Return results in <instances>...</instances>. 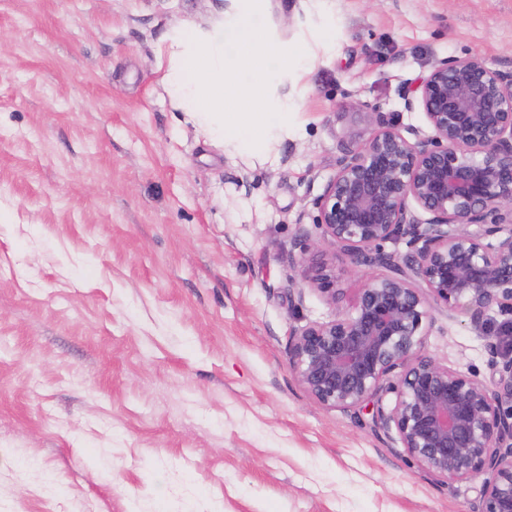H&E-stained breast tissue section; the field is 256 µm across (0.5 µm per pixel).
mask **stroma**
<instances>
[{"label": "stroma", "mask_w": 512, "mask_h": 512, "mask_svg": "<svg viewBox=\"0 0 512 512\" xmlns=\"http://www.w3.org/2000/svg\"><path fill=\"white\" fill-rule=\"evenodd\" d=\"M227 0H0V512H472L371 411L314 404L288 366L312 200L448 57L512 70V0H272L313 59L274 164L179 123L170 26ZM425 351L493 383L485 336L435 306Z\"/></svg>", "instance_id": "1"}]
</instances>
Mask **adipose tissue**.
Listing matches in <instances>:
<instances>
[{"mask_svg": "<svg viewBox=\"0 0 512 512\" xmlns=\"http://www.w3.org/2000/svg\"><path fill=\"white\" fill-rule=\"evenodd\" d=\"M270 0H235V11L208 27L171 26L158 68L173 109L207 142L233 156L269 158L292 124L287 94L272 85L302 78L310 60L255 26Z\"/></svg>", "mask_w": 512, "mask_h": 512, "instance_id": "obj_1", "label": "adipose tissue"}]
</instances>
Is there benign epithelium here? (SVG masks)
<instances>
[{
	"mask_svg": "<svg viewBox=\"0 0 512 512\" xmlns=\"http://www.w3.org/2000/svg\"><path fill=\"white\" fill-rule=\"evenodd\" d=\"M404 99L432 134L382 126L348 151L312 201L319 243L288 253L304 287L335 309L293 330L288 365L315 404H371L421 467L450 484L480 481L476 512H512V354L500 340L512 320L490 326L495 308L512 316V71L479 55L441 61ZM401 241L409 254L385 250ZM338 255L370 271L346 310ZM433 303L486 336L494 386L425 352Z\"/></svg>",
	"mask_w": 512,
	"mask_h": 512,
	"instance_id": "7a95c632",
	"label": "benign epithelium"
}]
</instances>
